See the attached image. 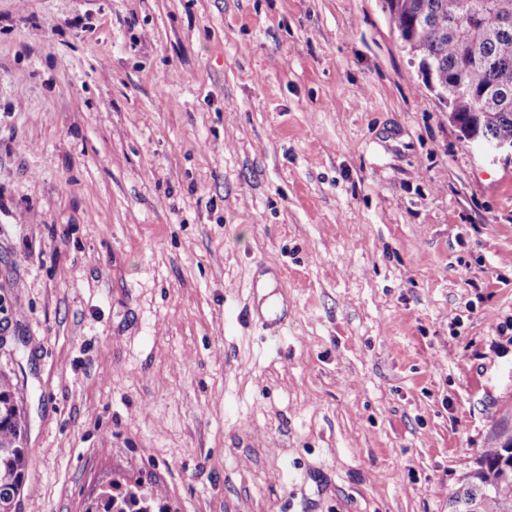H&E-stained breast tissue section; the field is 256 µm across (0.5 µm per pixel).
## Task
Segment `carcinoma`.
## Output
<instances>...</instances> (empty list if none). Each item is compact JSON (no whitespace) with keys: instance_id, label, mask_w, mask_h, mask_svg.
Segmentation results:
<instances>
[{"instance_id":"carcinoma-1","label":"carcinoma","mask_w":512,"mask_h":512,"mask_svg":"<svg viewBox=\"0 0 512 512\" xmlns=\"http://www.w3.org/2000/svg\"><path fill=\"white\" fill-rule=\"evenodd\" d=\"M400 39L447 90L448 118L468 143L512 140V0H386ZM24 416L11 377L0 375V512H11L28 463ZM448 493L449 512H512V427ZM99 494L86 512H166L140 481Z\"/></svg>"}]
</instances>
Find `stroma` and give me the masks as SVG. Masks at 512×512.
<instances>
[{
	"instance_id": "1",
	"label": "stroma",
	"mask_w": 512,
	"mask_h": 512,
	"mask_svg": "<svg viewBox=\"0 0 512 512\" xmlns=\"http://www.w3.org/2000/svg\"><path fill=\"white\" fill-rule=\"evenodd\" d=\"M511 320L512 165L383 0H0L11 512L137 479L168 512H448L512 426ZM24 416L11 377L0 375V511L11 512L28 463Z\"/></svg>"
}]
</instances>
